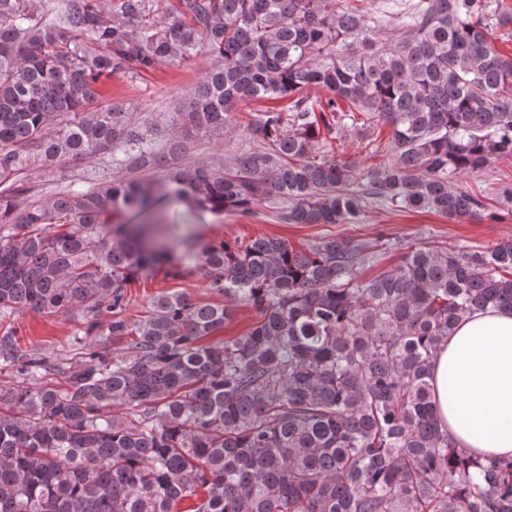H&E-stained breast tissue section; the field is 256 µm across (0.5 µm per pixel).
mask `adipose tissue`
Segmentation results:
<instances>
[{
  "label": "adipose tissue",
  "mask_w": 512,
  "mask_h": 512,
  "mask_svg": "<svg viewBox=\"0 0 512 512\" xmlns=\"http://www.w3.org/2000/svg\"><path fill=\"white\" fill-rule=\"evenodd\" d=\"M436 410L459 447L512 455V312L464 320L432 363Z\"/></svg>",
  "instance_id": "adipose-tissue-1"
}]
</instances>
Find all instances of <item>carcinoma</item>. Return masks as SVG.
I'll return each instance as SVG.
<instances>
[{
    "instance_id": "cac0c4a2",
    "label": "carcinoma",
    "mask_w": 512,
    "mask_h": 512,
    "mask_svg": "<svg viewBox=\"0 0 512 512\" xmlns=\"http://www.w3.org/2000/svg\"><path fill=\"white\" fill-rule=\"evenodd\" d=\"M0 0V512H512V456L481 459L441 425L431 363L457 325L512 311V240L412 248L360 276L373 245L306 250L257 236L201 248L209 287L250 305L243 334L213 340L232 304L182 291L126 316V286L172 265L163 225L118 222L183 200L215 215L275 197L284 224H358L368 202L480 222L485 196L455 184L512 158V26L498 0H417L377 41L366 0ZM211 57L168 126L174 155L239 106L287 101L248 125L257 149L224 172L174 165L156 183L69 185L21 205L17 174L102 155L160 160L110 77ZM331 92L312 101L310 87ZM391 129L379 167L327 159L348 119ZM22 311L70 313L52 360L17 349ZM122 345L112 354V346Z\"/></svg>"
}]
</instances>
